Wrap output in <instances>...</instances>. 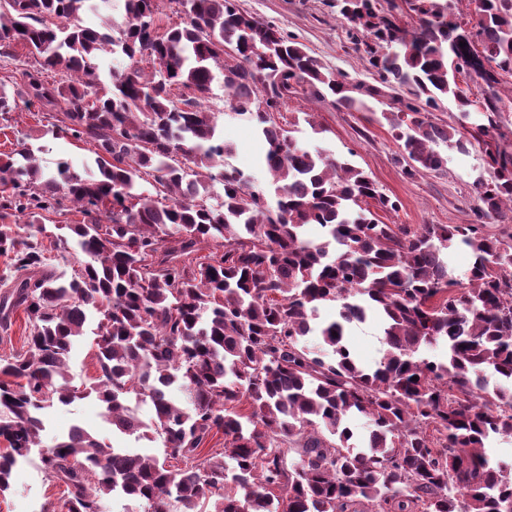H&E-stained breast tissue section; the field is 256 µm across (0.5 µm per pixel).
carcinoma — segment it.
Returning <instances> with one entry per match:
<instances>
[{"instance_id":"carcinoma-1","label":"carcinoma","mask_w":512,"mask_h":512,"mask_svg":"<svg viewBox=\"0 0 512 512\" xmlns=\"http://www.w3.org/2000/svg\"><path fill=\"white\" fill-rule=\"evenodd\" d=\"M123 2L106 31L84 24L94 0L0 3V58L28 48L37 66L24 95L55 110L58 132L92 145L97 167L61 160L49 172L26 145L0 157V330L19 308L29 327L22 349L0 356V497L38 448L64 486L42 512H103L114 493L144 512H359L364 502L512 512V461L485 452L512 439V233L482 224L512 214V129L500 124L512 100L502 89L512 0H404L411 28L393 0H333L374 85L331 71L233 0H169L184 21L166 28L159 0ZM103 53L131 61L109 70L108 91ZM219 75L224 101L261 132L272 201L228 162L207 105ZM299 87L357 112L390 98L383 117L410 177L442 171L443 147L479 148L489 170L474 183L479 223L380 222L369 201L395 203L367 173L299 147L274 121ZM17 97L0 83V119ZM449 101L454 120L433 121ZM67 202L83 220L55 225L71 232L55 243L86 257L69 276L38 239ZM308 224L325 240L305 239ZM452 247L473 256L462 278L448 266ZM327 302L336 317L314 324ZM93 312L98 376L76 384L72 342ZM374 316L386 348L365 370L346 336ZM314 332L319 350L305 340ZM440 346L443 359L427 355ZM90 395L112 427L162 439L164 457L113 448L79 425L41 449L43 411ZM353 417L367 420L361 437ZM217 435L224 446L205 447Z\"/></svg>"}]
</instances>
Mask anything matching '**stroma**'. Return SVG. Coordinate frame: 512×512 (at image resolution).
Masks as SVG:
<instances>
[{
	"label": "stroma",
	"mask_w": 512,
	"mask_h": 512,
	"mask_svg": "<svg viewBox=\"0 0 512 512\" xmlns=\"http://www.w3.org/2000/svg\"><path fill=\"white\" fill-rule=\"evenodd\" d=\"M235 4L240 11L273 23L295 37L327 68L344 72L354 81L373 83L374 75L362 59V50L352 43L347 27L337 19L328 0H235ZM209 105L219 114V133L232 146L231 164L249 174L254 187L266 188V176L257 162L259 141L250 121L232 113L225 103L221 83L213 84ZM385 110V105L377 103L369 112L349 111L335 107L331 100H318L301 91L288 100L279 115L281 125L291 130L302 148L349 158L396 202V209L376 210L380 221L411 225L475 223L474 182L488 172L484 155L474 150L461 154L449 149L443 171L407 177L403 173L404 161L383 117ZM310 114L315 117L311 125L306 122ZM20 140L32 146L40 164L48 169L62 158L79 169L93 158L88 145L57 134L49 113L34 106L20 105L9 121L0 120V153L10 151ZM347 341L357 359L368 368L379 361L385 348L374 321L350 328ZM75 424L113 447L145 456L163 454L161 439L114 431L103 420L101 408L92 397L69 405L57 403L47 409L44 447H52ZM62 491V486L42 470L39 458L31 457L15 471L10 495L0 499V512H39L46 499L58 498Z\"/></svg>",
	"instance_id": "stroma-1"
}]
</instances>
